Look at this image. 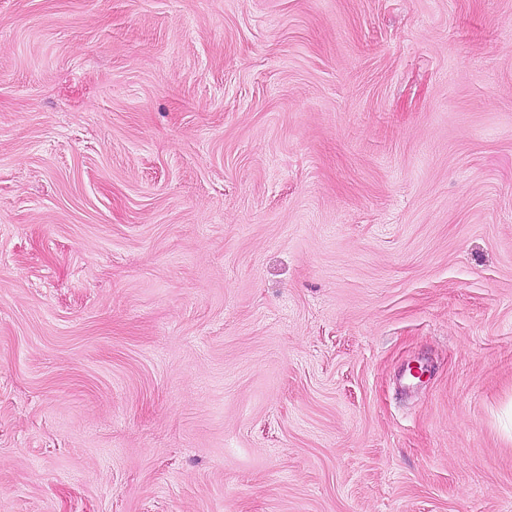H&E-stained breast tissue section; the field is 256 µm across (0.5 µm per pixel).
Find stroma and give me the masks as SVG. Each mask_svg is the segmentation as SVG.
Listing matches in <instances>:
<instances>
[{
	"mask_svg": "<svg viewBox=\"0 0 512 512\" xmlns=\"http://www.w3.org/2000/svg\"><path fill=\"white\" fill-rule=\"evenodd\" d=\"M0 512H512V0H0Z\"/></svg>",
	"mask_w": 512,
	"mask_h": 512,
	"instance_id": "35a3bbf8",
	"label": "stroma"
}]
</instances>
